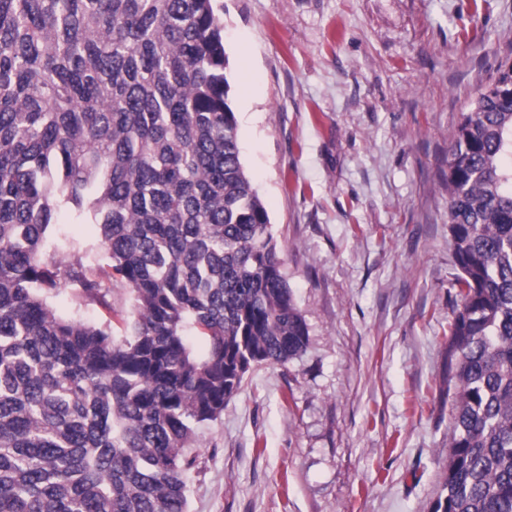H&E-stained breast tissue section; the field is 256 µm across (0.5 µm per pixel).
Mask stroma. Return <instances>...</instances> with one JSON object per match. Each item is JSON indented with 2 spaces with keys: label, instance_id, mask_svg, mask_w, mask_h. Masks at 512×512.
I'll use <instances>...</instances> for the list:
<instances>
[{
  "label": "stroma",
  "instance_id": "obj_1",
  "mask_svg": "<svg viewBox=\"0 0 512 512\" xmlns=\"http://www.w3.org/2000/svg\"><path fill=\"white\" fill-rule=\"evenodd\" d=\"M241 159L309 330L198 431L189 512H429L447 461L448 147L512 63V0H215ZM99 225L50 242L105 263ZM123 335L112 307L49 299Z\"/></svg>",
  "mask_w": 512,
  "mask_h": 512
}]
</instances>
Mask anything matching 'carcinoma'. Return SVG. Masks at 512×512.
I'll return each mask as SVG.
<instances>
[{
  "label": "carcinoma",
  "mask_w": 512,
  "mask_h": 512,
  "mask_svg": "<svg viewBox=\"0 0 512 512\" xmlns=\"http://www.w3.org/2000/svg\"><path fill=\"white\" fill-rule=\"evenodd\" d=\"M214 0H0V512H187L184 453L246 373L309 344L246 175ZM512 65L448 151L460 304L429 512H512ZM100 225L93 274L62 207ZM67 281L128 334L58 315ZM207 341L202 353L186 340Z\"/></svg>",
  "instance_id": "cac0c4a2"
}]
</instances>
